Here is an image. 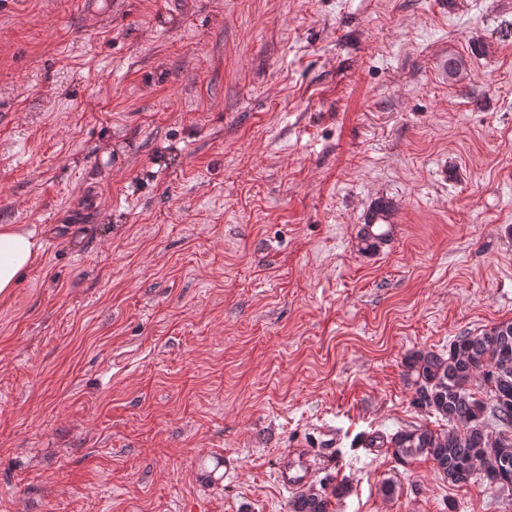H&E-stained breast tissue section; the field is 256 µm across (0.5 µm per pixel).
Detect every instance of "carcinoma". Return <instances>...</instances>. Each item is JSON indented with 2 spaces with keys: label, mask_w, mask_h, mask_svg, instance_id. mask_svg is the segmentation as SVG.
I'll return each instance as SVG.
<instances>
[{
  "label": "carcinoma",
  "mask_w": 512,
  "mask_h": 512,
  "mask_svg": "<svg viewBox=\"0 0 512 512\" xmlns=\"http://www.w3.org/2000/svg\"><path fill=\"white\" fill-rule=\"evenodd\" d=\"M389 224L371 215L359 233L361 250L373 253L390 239ZM404 372L414 388L413 405L460 428L439 432L422 424L386 439L402 463L424 457L448 482L466 484L477 477L489 487H512V322L479 336L456 337L448 353L418 350L406 355ZM480 380L487 398L469 388ZM290 512H330L328 496L299 491Z\"/></svg>",
  "instance_id": "carcinoma-1"
}]
</instances>
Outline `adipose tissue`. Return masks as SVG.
<instances>
[{
  "label": "adipose tissue",
  "instance_id": "ef3b65f1",
  "mask_svg": "<svg viewBox=\"0 0 512 512\" xmlns=\"http://www.w3.org/2000/svg\"><path fill=\"white\" fill-rule=\"evenodd\" d=\"M43 240L35 229L23 224L0 226V297L8 296L21 275L40 260Z\"/></svg>",
  "mask_w": 512,
  "mask_h": 512
}]
</instances>
